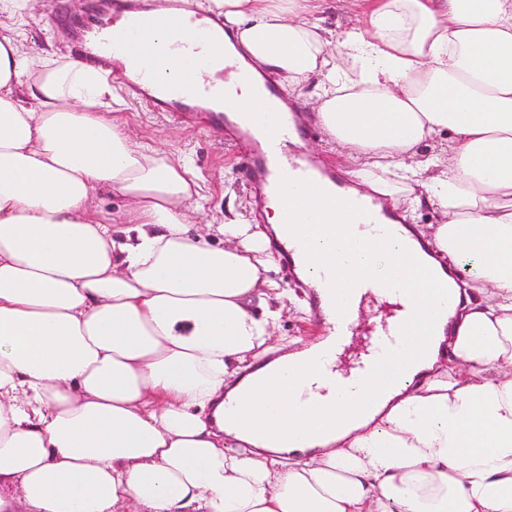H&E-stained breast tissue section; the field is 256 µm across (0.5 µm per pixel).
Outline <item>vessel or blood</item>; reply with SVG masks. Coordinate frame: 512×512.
Segmentation results:
<instances>
[{
  "label": "vessel or blood",
  "instance_id": "vessel-or-blood-1",
  "mask_svg": "<svg viewBox=\"0 0 512 512\" xmlns=\"http://www.w3.org/2000/svg\"><path fill=\"white\" fill-rule=\"evenodd\" d=\"M165 23L171 33L169 52L188 47L197 30L206 32L207 62L226 61L227 42L232 30L222 17H203L193 12L187 0H177L165 19L140 9L137 0H112L108 11L93 14L84 22V39L79 45L81 60L104 65L108 77L121 81L137 99L158 112L176 110L179 119H194L203 113L231 136L239 147L245 175L251 185L265 194L282 196L287 183L301 186L306 197L289 200L284 205L286 223L304 217L306 223H326L329 215L344 209L347 223L366 227L361 237L351 238L358 250L372 252L389 241L399 242L397 257L399 273L393 282V292L412 298L414 289L406 285L407 274L417 262L414 246L402 240L399 225L390 211L380 208L373 199H348L336 176L320 160L303 149L289 150L288 142L297 131L295 117L282 107V92L271 82H257L246 70H239L234 86L209 82L197 93L183 90L177 83H164L149 60L161 48L151 34L158 23ZM247 92L252 101L250 117L245 122L224 117L221 104L230 92ZM310 232H294L281 242L286 271L296 272L298 266L312 265L315 284L330 300L332 321L318 350L296 357L288 363L293 383L306 384L311 373L322 370L342 347L354 323L351 295L362 287L363 279L345 256L312 260ZM452 310L451 299L421 314L417 334H409L406 327L396 325L384 328V341L375 357L349 380L336 382L333 401L313 405L321 416L340 413H363L374 397L400 383L407 365L426 355L425 337L434 335L440 320Z\"/></svg>",
  "mask_w": 512,
  "mask_h": 512
}]
</instances>
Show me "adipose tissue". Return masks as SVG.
<instances>
[{"label": "adipose tissue", "instance_id": "adipose-tissue-1", "mask_svg": "<svg viewBox=\"0 0 512 512\" xmlns=\"http://www.w3.org/2000/svg\"><path fill=\"white\" fill-rule=\"evenodd\" d=\"M324 2L210 0L239 67L316 81L317 119L364 157L352 195L441 209L404 230L425 244L411 306L440 303L441 256L467 264L479 299L438 338L465 378L430 357L309 438L325 382L260 360L284 296L268 237L193 228L189 161L103 111L105 73L0 35V512H512V0H358L339 41L308 19ZM443 130L448 158H419ZM398 251L350 260L383 287Z\"/></svg>", "mask_w": 512, "mask_h": 512}]
</instances>
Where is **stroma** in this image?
<instances>
[{
	"instance_id": "obj_1",
	"label": "stroma",
	"mask_w": 512,
	"mask_h": 512,
	"mask_svg": "<svg viewBox=\"0 0 512 512\" xmlns=\"http://www.w3.org/2000/svg\"><path fill=\"white\" fill-rule=\"evenodd\" d=\"M98 2L32 0L23 14L1 16L0 24L6 26L8 34L19 40L28 53L50 54L67 60L75 55V22L92 13ZM112 92V109L119 113L135 139L145 146L160 148L190 161L199 186L198 200L204 207L203 213L195 218L197 225L235 220L266 230L264 203L246 182L233 140L220 135L206 117L183 124L166 113L152 111L131 97L121 84H113ZM316 93L314 82L309 81L288 94L294 110L299 113L298 123L306 131L302 145L309 153L319 156L344 182L348 179V170L355 168L356 163L316 120ZM271 275L287 290L274 329L275 344L284 343L289 350L297 351L320 341L326 327L317 315L311 288L289 276L280 262L273 266ZM390 312L387 301L374 296L365 299L350 343L338 358L340 370H349L360 361L367 352L372 332Z\"/></svg>"
}]
</instances>
